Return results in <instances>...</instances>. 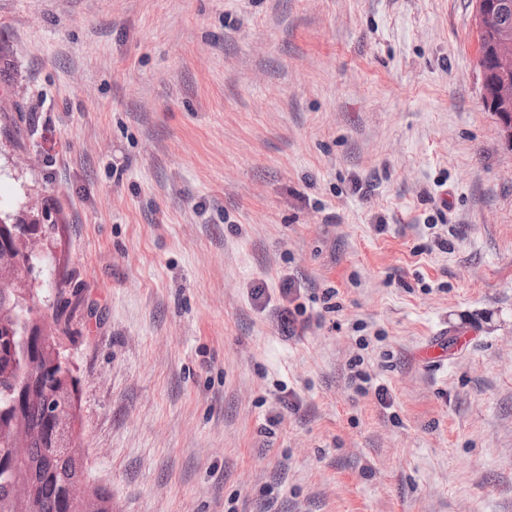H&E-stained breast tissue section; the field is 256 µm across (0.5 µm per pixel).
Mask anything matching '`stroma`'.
<instances>
[{"instance_id":"35a3bbf8","label":"stroma","mask_w":512,"mask_h":512,"mask_svg":"<svg viewBox=\"0 0 512 512\" xmlns=\"http://www.w3.org/2000/svg\"><path fill=\"white\" fill-rule=\"evenodd\" d=\"M477 60L472 0H0V219L55 226L112 512H512Z\"/></svg>"}]
</instances>
